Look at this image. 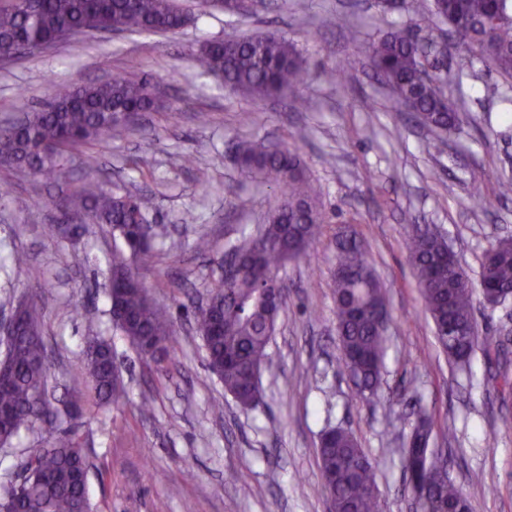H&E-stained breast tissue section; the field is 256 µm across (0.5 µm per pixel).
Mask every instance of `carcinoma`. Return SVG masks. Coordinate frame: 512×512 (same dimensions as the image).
I'll return each instance as SVG.
<instances>
[{"instance_id": "obj_1", "label": "carcinoma", "mask_w": 512, "mask_h": 512, "mask_svg": "<svg viewBox=\"0 0 512 512\" xmlns=\"http://www.w3.org/2000/svg\"><path fill=\"white\" fill-rule=\"evenodd\" d=\"M405 4L415 19H440L458 32L465 51L453 57L457 71L471 69L480 58L512 77V0ZM190 23L191 14L177 0H0V56L39 53L77 34L173 33ZM368 55L390 86L396 107L413 113L423 125L452 132L456 109L442 80L425 73L426 46L412 37L410 29L386 33L370 44ZM193 61L234 92L254 100L288 94L296 110L308 108L298 91L306 75L304 62L294 44L277 31L208 42L193 54ZM159 99L157 83L122 73L84 86L55 84L38 109L24 112L21 124L0 126V161L57 181L72 150L135 129L140 114L152 111ZM236 159L247 177L275 186L279 195L260 227L261 238L243 230L227 242V251L239 256L236 271L193 308V317L208 371L224 385V393L248 409L261 401L260 376L282 309L284 285L276 271L291 259H311L309 246L325 216L297 147L246 140L238 143ZM66 201L86 220L111 228L112 262L106 280L112 321L141 355L161 364L177 351L180 340L141 275L155 263L156 246L166 237L165 228L149 219L151 198L117 185L109 191L87 177L72 186ZM445 244L447 239L429 224L410 225L405 238L436 339L448 358L466 371L476 349L492 342L478 334L475 299L500 305L512 298V238L498 240L485 254L479 288L461 281L458 272H448ZM332 291L344 368L355 376L361 397L379 402L385 399L381 375L387 336L374 312L388 310V299L361 245L347 234L337 240ZM40 300L32 296L25 300L27 309L16 311V329L0 359V444L10 442L35 418H58L43 395L48 353L38 322ZM83 371L97 400L115 403L122 397L120 374L107 341L87 346ZM434 426L430 414L419 412L415 442L402 461L408 487H428L418 504L420 512H448L449 506L459 503L468 510L463 490L446 477L447 459L428 448ZM318 458L330 512H383L373 464L350 431L329 430ZM20 470L23 480L0 487V510L91 512L89 465L72 428L58 429L47 447L21 462Z\"/></svg>"}]
</instances>
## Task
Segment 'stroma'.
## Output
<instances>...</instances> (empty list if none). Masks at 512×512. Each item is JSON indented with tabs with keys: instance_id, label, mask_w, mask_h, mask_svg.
<instances>
[{
	"instance_id": "stroma-1",
	"label": "stroma",
	"mask_w": 512,
	"mask_h": 512,
	"mask_svg": "<svg viewBox=\"0 0 512 512\" xmlns=\"http://www.w3.org/2000/svg\"><path fill=\"white\" fill-rule=\"evenodd\" d=\"M180 2L198 19L178 33L105 34L0 64V122L39 107L53 81L83 85L127 72L164 90L158 106L142 114L139 132L90 149L103 180L151 196L153 223L170 231L171 248L144 274L182 338L164 372L145 365L111 321L109 228L87 222L73 240L49 236L44 227L57 221L58 187L0 166L7 193L0 200V317L42 293L48 399L79 435L94 512H329L317 455L329 425L350 430L373 461L384 512H409L400 448L420 408L447 426V433L433 432L430 446L447 449L450 476L472 512H512V428L501 422L512 415V393L486 382L491 373L512 379V361L480 350L470 372L453 371L404 247L408 225H437L474 280L489 246L512 235V197L498 195L500 183L512 181V78L480 59L469 72L449 73L459 122L446 136L394 106L366 53L391 27L410 24L401 0H257L243 15ZM270 30L284 32L306 63L301 93L310 111H295L283 98L251 102L187 59L206 41ZM366 95L376 98L375 111L361 109ZM245 137L296 144L326 217L311 260L288 262L281 272L287 292L261 374L264 398L248 410L206 370L192 319L194 302L223 274L225 241L262 223L273 203L269 188L235 161ZM200 167L210 175L205 192L196 185ZM477 168L485 173L478 188L471 181ZM479 196L484 205L476 204ZM188 212L193 223H182ZM343 230L361 242L388 296L389 404L361 400L341 360L331 278ZM201 236L208 252L195 249ZM16 249L27 253V266L11 263ZM96 338L111 344L121 370L119 402L87 395L84 351ZM145 403L152 412L143 417ZM390 419L397 435L384 431ZM51 439V427L36 420L0 446V483L16 478L18 463ZM105 466L111 476L103 480ZM187 470L194 474L188 481Z\"/></svg>"
}]
</instances>
